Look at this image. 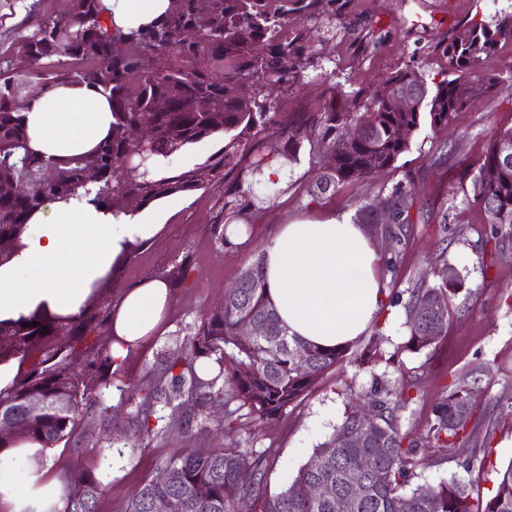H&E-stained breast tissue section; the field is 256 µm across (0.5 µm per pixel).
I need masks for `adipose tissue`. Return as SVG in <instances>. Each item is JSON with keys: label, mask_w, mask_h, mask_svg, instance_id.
Segmentation results:
<instances>
[{"label": "adipose tissue", "mask_w": 512, "mask_h": 512, "mask_svg": "<svg viewBox=\"0 0 512 512\" xmlns=\"http://www.w3.org/2000/svg\"><path fill=\"white\" fill-rule=\"evenodd\" d=\"M106 22L123 31L151 22L168 0H103ZM29 146L46 157L89 152L109 132L111 103L100 89L59 85L30 93L22 110ZM157 225L137 213H113L88 199L47 203L30 218L7 259L0 261V320L42 309L77 318L129 244ZM268 296L290 335L322 347L354 342L378 319L387 291L382 257L351 215L328 214L278 227L264 249ZM172 290L158 277L125 289L112 308V358L159 326ZM52 449L19 441L0 453V507L43 512L60 492L48 461Z\"/></svg>", "instance_id": "adipose-tissue-1"}]
</instances>
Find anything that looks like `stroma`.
Returning a JSON list of instances; mask_svg holds the SVG:
<instances>
[{
  "label": "stroma",
  "instance_id": "35a3bbf8",
  "mask_svg": "<svg viewBox=\"0 0 512 512\" xmlns=\"http://www.w3.org/2000/svg\"><path fill=\"white\" fill-rule=\"evenodd\" d=\"M68 0H0V56L13 50L17 32L31 17L50 16L67 10ZM431 20L428 32L413 28L414 16ZM478 18L490 24L512 26V0H354L350 9L336 18V35L321 44V71L308 70L295 89L281 102L284 112H299L316 102L321 73L334 74L343 90L375 82L414 59L430 74L445 67L437 42L446 40L452 28ZM512 127V94L499 92L477 102L461 119L433 132L416 135L409 153L396 169L371 181L341 189L335 196L312 204L306 187L314 178L307 164L285 169L289 189L259 184L269 198L265 210L256 213L249 232L217 248L208 231L210 193L178 194L143 208L146 216H159L161 226L145 246L126 263L120 288L173 266L183 255H192L194 265L183 287L174 289L166 320L143 344L131 350L124 362L127 382L137 385L157 374V355L173 347L177 333L197 326L205 312L224 301V295L263 249L278 226L312 218L330 211L356 212L366 201L388 195L407 175L417 179L416 195L424 203L447 211V224L408 225L400 244L401 262L396 272L386 274L387 288L404 291L428 275L440 259H448L465 276L472 296L453 302V320L447 336L418 353L400 351L406 337L402 306L391 307L377 339L386 358L371 366L353 362L325 373L307 395L279 417L260 420L248 408L233 416L229 430L219 431L214 420L204 419L192 434L172 429L133 441L129 408L118 391L106 392L112 407L108 423L96 433L97 447L85 437L73 445L56 448L49 465L55 477L75 474L90 463L100 465L105 489L96 512H120L146 479L154 477L171 456L201 451L232 441L243 448L266 452L270 466L268 493L279 492L293 479L341 422L347 403L367 399L374 378L393 386L408 380L410 399L397 411L402 433L424 440L433 423L434 406L451 384L471 383L477 407L468 423L469 436L450 448H423L418 452L415 480L419 483L468 481L467 463L475 448L490 443L495 465L512 461V238L501 240L492 261H485L486 239L491 234L484 213L463 203L460 173L484 149L499 130ZM120 288L100 287L94 304L111 310Z\"/></svg>",
  "mask_w": 512,
  "mask_h": 512
}]
</instances>
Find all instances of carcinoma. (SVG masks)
Wrapping results in <instances>:
<instances>
[{"instance_id":"1","label":"carcinoma","mask_w":512,"mask_h":512,"mask_svg":"<svg viewBox=\"0 0 512 512\" xmlns=\"http://www.w3.org/2000/svg\"><path fill=\"white\" fill-rule=\"evenodd\" d=\"M351 0H170L168 10L149 25L129 33L105 24L102 0H71L68 13L35 19L15 38L12 54L0 60V261L10 253L27 226L31 212L56 200L80 197L96 187L95 200L114 212L150 206L175 194L211 191L215 203L208 230L219 246L230 244V226L248 225L265 209L268 197L255 191L265 167L293 165L307 159L316 178L307 188L308 203L319 204L345 186L363 183L376 171L396 168L423 127L438 130L458 120L478 100L512 89L505 79L483 68L512 28L470 20L456 25L435 48L446 59L441 79L429 80L410 61L366 87L343 96L338 84L324 77L323 100L304 112H279L280 97L294 89L300 75L321 62L317 33L336 34V10ZM301 12L311 27H288V15ZM44 88L78 83L101 88L112 103V130L88 154L47 159L35 154L21 110L30 77ZM251 95H239L242 85ZM408 91L414 109L395 106ZM362 125L358 142L340 143L341 131ZM407 136L400 137L401 130ZM224 138L207 160L192 168L163 172L161 162L203 141ZM502 139L512 140V127L498 131L465 171L466 204L480 207L491 225L492 239L512 237V162L503 164L497 152ZM336 144L327 155L323 144ZM51 167L55 179L42 180ZM388 209L386 222L372 203L357 210L355 223L366 224L381 238L403 241L404 226L420 220L448 223V213L432 212L415 197L414 183L398 185L380 199ZM263 255L241 273L237 287L224 303L204 315L201 323L176 338V348L160 359V380L134 391L141 398L132 416L141 437L176 425L192 431L194 416L169 420L185 398L202 409L230 400L240 402L262 420L274 419L301 400L326 372L345 360L365 365L382 358L373 341L361 351L352 346L323 348L288 334L273 308L261 265ZM451 264L443 262L409 289L404 302L406 340L401 351L418 353L448 334L452 299L473 290L464 276L448 280ZM192 256L159 277L171 287L184 285ZM248 322L260 323V336L242 332ZM29 327H24V324ZM109 342L102 343L99 337ZM115 341L110 315L87 307L76 319L64 320L37 310L16 321H0V364L15 360L18 373L10 390L0 391V421L16 427V436L0 441V451L19 440L45 448L68 445L80 426L88 437L112 406L104 391L120 382L121 367H113ZM212 359L218 371L198 367ZM309 375L298 371L300 360ZM232 370L224 372V361ZM411 384L391 388L374 379L369 419L350 406L333 434L313 453L317 468L302 465L291 483L266 495L269 461L256 449L236 443L209 448L195 455H175L162 466L165 479L147 480L121 512H151L153 499L171 502V512H512V461L497 472L492 494H474L488 467L491 448L480 454L474 478L441 481L409 488L414 478L418 443L400 432L396 411L409 400ZM37 395L43 407L30 413L26 401ZM473 416V392L465 381L435 406L428 445L448 448L464 431L461 414ZM365 469L357 471V460ZM98 464L66 478L63 499L46 512H95L103 483ZM322 484L328 494L317 498L311 488Z\"/></svg>"}]
</instances>
